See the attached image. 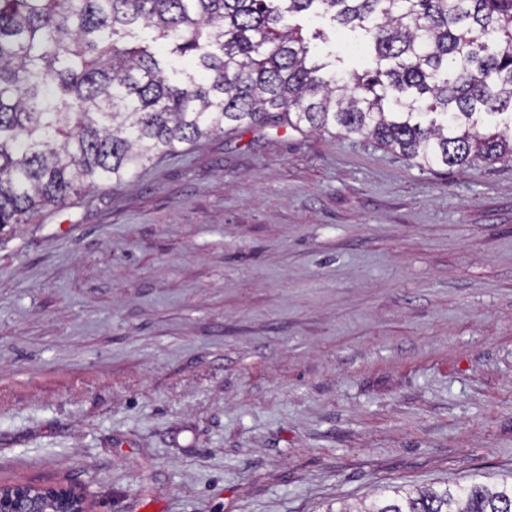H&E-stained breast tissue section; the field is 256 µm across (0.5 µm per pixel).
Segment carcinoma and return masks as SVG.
<instances>
[{
    "label": "carcinoma",
    "instance_id": "1",
    "mask_svg": "<svg viewBox=\"0 0 512 512\" xmlns=\"http://www.w3.org/2000/svg\"><path fill=\"white\" fill-rule=\"evenodd\" d=\"M316 8L363 31L369 67L314 59L285 17ZM136 29L152 43L126 41ZM281 122L425 167L511 160L512 0H0L1 226L179 144ZM326 512H512V475Z\"/></svg>",
    "mask_w": 512,
    "mask_h": 512
}]
</instances>
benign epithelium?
<instances>
[{"label": "benign epithelium", "instance_id": "7a95c632", "mask_svg": "<svg viewBox=\"0 0 512 512\" xmlns=\"http://www.w3.org/2000/svg\"><path fill=\"white\" fill-rule=\"evenodd\" d=\"M0 512H86V496L77 488L0 486Z\"/></svg>", "mask_w": 512, "mask_h": 512}]
</instances>
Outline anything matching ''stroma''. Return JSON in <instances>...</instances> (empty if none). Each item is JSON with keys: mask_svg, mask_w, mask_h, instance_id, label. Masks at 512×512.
Segmentation results:
<instances>
[{"mask_svg": "<svg viewBox=\"0 0 512 512\" xmlns=\"http://www.w3.org/2000/svg\"><path fill=\"white\" fill-rule=\"evenodd\" d=\"M511 473L512 161L243 127L0 228V485L320 512Z\"/></svg>", "mask_w": 512, "mask_h": 512, "instance_id": "stroma-1", "label": "stroma"}]
</instances>
